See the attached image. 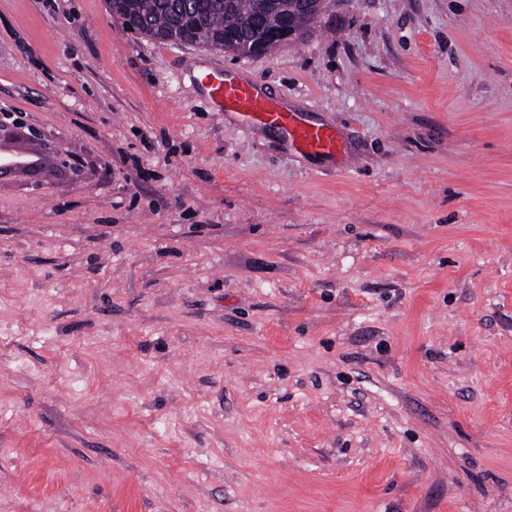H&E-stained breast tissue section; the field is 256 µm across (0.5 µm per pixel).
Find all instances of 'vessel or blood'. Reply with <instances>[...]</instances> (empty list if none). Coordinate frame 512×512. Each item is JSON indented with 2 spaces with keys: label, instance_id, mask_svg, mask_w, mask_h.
<instances>
[{
  "label": "vessel or blood",
  "instance_id": "b4317fda",
  "mask_svg": "<svg viewBox=\"0 0 512 512\" xmlns=\"http://www.w3.org/2000/svg\"><path fill=\"white\" fill-rule=\"evenodd\" d=\"M198 82L215 111L236 113L247 125L277 127L297 152L334 162L343 159L346 145L334 127L303 120L255 83L237 80L217 69L202 72Z\"/></svg>",
  "mask_w": 512,
  "mask_h": 512
}]
</instances>
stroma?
Listing matches in <instances>:
<instances>
[{
  "label": "stroma",
  "mask_w": 512,
  "mask_h": 512,
  "mask_svg": "<svg viewBox=\"0 0 512 512\" xmlns=\"http://www.w3.org/2000/svg\"><path fill=\"white\" fill-rule=\"evenodd\" d=\"M324 5L244 55L0 0V512H512V0ZM198 82L208 93L215 112H234L246 125H269L280 129L299 153L341 161L346 145L336 128L303 120L253 82L240 81L222 70H207Z\"/></svg>",
  "instance_id": "35a3bbf8"
}]
</instances>
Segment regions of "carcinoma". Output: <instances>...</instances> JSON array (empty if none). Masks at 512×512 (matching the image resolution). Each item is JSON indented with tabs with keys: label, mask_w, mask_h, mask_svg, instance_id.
I'll use <instances>...</instances> for the list:
<instances>
[{
	"label": "carcinoma",
	"mask_w": 512,
	"mask_h": 512,
	"mask_svg": "<svg viewBox=\"0 0 512 512\" xmlns=\"http://www.w3.org/2000/svg\"><path fill=\"white\" fill-rule=\"evenodd\" d=\"M108 0L109 8L129 29L150 39L180 41L201 46L232 43L245 48L255 36L282 28L285 19L303 20L291 40L305 36L322 12V0H313L312 16L304 17L299 0Z\"/></svg>",
	"instance_id": "carcinoma-1"
}]
</instances>
